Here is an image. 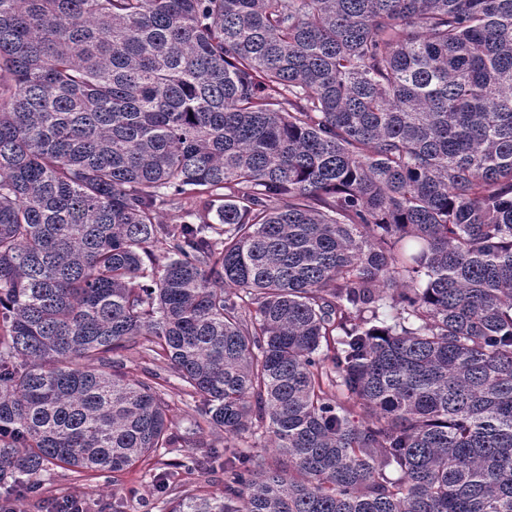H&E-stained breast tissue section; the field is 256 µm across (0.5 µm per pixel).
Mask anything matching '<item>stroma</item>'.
Returning a JSON list of instances; mask_svg holds the SVG:
<instances>
[{"instance_id": "obj_1", "label": "stroma", "mask_w": 512, "mask_h": 512, "mask_svg": "<svg viewBox=\"0 0 512 512\" xmlns=\"http://www.w3.org/2000/svg\"><path fill=\"white\" fill-rule=\"evenodd\" d=\"M114 360L122 362L131 378H144L146 372L157 371L166 378L164 398L169 405L168 416L176 431L185 435V447L160 456H150L127 469L100 474L66 466H50L42 475L41 491L26 501L27 512H45L48 501L80 496L90 505V512H169L173 500L188 494L217 492L224 487L223 471L181 474L178 485L169 492H161L160 477L170 463L190 454L201 457L209 448H223L224 434L218 430H204L192 434L198 417L195 403L181 388V381L170 364L142 348L141 345L121 348L113 352Z\"/></svg>"}]
</instances>
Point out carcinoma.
I'll list each match as a JSON object with an SVG mask.
<instances>
[{"label": "carcinoma", "instance_id": "1", "mask_svg": "<svg viewBox=\"0 0 512 512\" xmlns=\"http://www.w3.org/2000/svg\"><path fill=\"white\" fill-rule=\"evenodd\" d=\"M140 340L169 512H512V0H0L7 508L180 447ZM142 341L134 346L120 348L112 353V359L123 363L124 371L131 378L141 379L146 371H158L166 378L163 397L169 405L168 416L179 434L188 437L184 448H176L172 453L160 456L151 455L142 462L118 472L100 474L91 471L50 465L42 475L40 495L27 500L25 508L28 512H45L47 501L66 498L64 511L83 512V500L89 503L91 512H169L173 500L187 494H203L219 492L224 488V471L183 473L181 481L167 493L159 489L160 476L164 472L176 469L164 465L181 460L190 454L202 457L215 446L224 450V432L205 429L197 435L188 434L193 429L194 420L199 419L192 398L181 388V381L170 364L142 348ZM189 451V453H188ZM107 488L111 493L101 494ZM115 492L122 499H112ZM119 505V507H117ZM113 507V508H112ZM113 509V510H112Z\"/></svg>", "mask_w": 512, "mask_h": 512}]
</instances>
